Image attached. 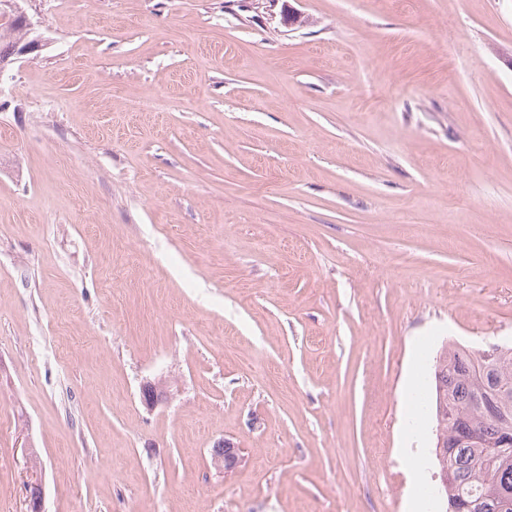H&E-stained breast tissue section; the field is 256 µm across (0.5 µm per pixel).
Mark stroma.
Segmentation results:
<instances>
[{
	"instance_id": "stroma-1",
	"label": "stroma",
	"mask_w": 512,
	"mask_h": 512,
	"mask_svg": "<svg viewBox=\"0 0 512 512\" xmlns=\"http://www.w3.org/2000/svg\"><path fill=\"white\" fill-rule=\"evenodd\" d=\"M35 8L0 79V512H406L409 382L512 347V0ZM169 397L170 390L166 382H146L141 386L140 400L147 408H154ZM212 463L224 469V472L234 471L241 463L238 448L228 439H221L214 443L210 449Z\"/></svg>"
}]
</instances>
